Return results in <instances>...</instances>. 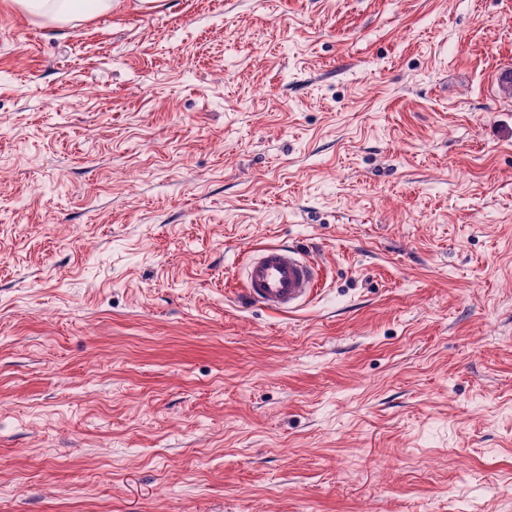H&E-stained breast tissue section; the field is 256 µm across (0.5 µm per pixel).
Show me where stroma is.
Segmentation results:
<instances>
[{
    "instance_id": "1",
    "label": "stroma",
    "mask_w": 512,
    "mask_h": 512,
    "mask_svg": "<svg viewBox=\"0 0 512 512\" xmlns=\"http://www.w3.org/2000/svg\"><path fill=\"white\" fill-rule=\"evenodd\" d=\"M508 69L512 0H0V512H512ZM29 15L63 20L76 14L93 15L112 9V0H14ZM318 283V269L301 253L267 247L246 267L244 296L252 305L288 313L313 298Z\"/></svg>"
}]
</instances>
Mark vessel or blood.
Masks as SVG:
<instances>
[{
  "label": "vessel or blood",
  "mask_w": 512,
  "mask_h": 512,
  "mask_svg": "<svg viewBox=\"0 0 512 512\" xmlns=\"http://www.w3.org/2000/svg\"><path fill=\"white\" fill-rule=\"evenodd\" d=\"M318 283L317 268L301 253L267 247L246 267L244 296L250 304L288 313L313 298Z\"/></svg>",
  "instance_id": "obj_1"
}]
</instances>
